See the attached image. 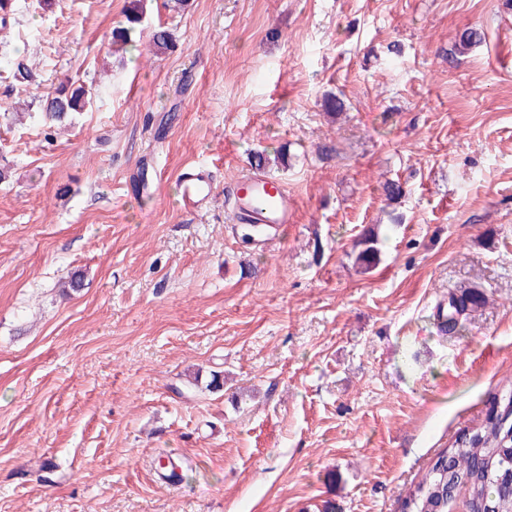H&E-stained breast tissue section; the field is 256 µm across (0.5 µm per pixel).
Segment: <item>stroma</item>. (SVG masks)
<instances>
[{
  "mask_svg": "<svg viewBox=\"0 0 512 512\" xmlns=\"http://www.w3.org/2000/svg\"><path fill=\"white\" fill-rule=\"evenodd\" d=\"M124 5L0 27V512H400L512 395V0H151L173 48L119 56ZM258 151L278 233L225 199ZM89 92L82 86L72 88L71 84L61 83L54 94L44 102V111L58 122L70 112H81L90 104ZM181 201L197 206L212 194V183L206 167L199 166L182 173L178 183Z\"/></svg>",
  "mask_w": 512,
  "mask_h": 512,
  "instance_id": "stroma-1",
  "label": "stroma"
}]
</instances>
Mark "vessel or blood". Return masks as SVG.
Listing matches in <instances>:
<instances>
[{
  "label": "vessel or blood",
  "mask_w": 512,
  "mask_h": 512,
  "mask_svg": "<svg viewBox=\"0 0 512 512\" xmlns=\"http://www.w3.org/2000/svg\"><path fill=\"white\" fill-rule=\"evenodd\" d=\"M178 190L182 202L190 206L208 199L212 183L207 168L199 166L182 173ZM233 194L238 218L243 223L282 226L293 219L295 203L276 178L241 176L234 183Z\"/></svg>",
  "instance_id": "1"
}]
</instances>
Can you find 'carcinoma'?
Instances as JSON below:
<instances>
[{
    "instance_id": "carcinoma-1",
    "label": "carcinoma",
    "mask_w": 512,
    "mask_h": 512,
    "mask_svg": "<svg viewBox=\"0 0 512 512\" xmlns=\"http://www.w3.org/2000/svg\"><path fill=\"white\" fill-rule=\"evenodd\" d=\"M147 0H126V25L112 31V50L135 46L147 14ZM153 48L165 52L172 46L168 29L159 25L150 34ZM90 104L85 88L62 83L44 102V111L61 122L70 112H81ZM377 249L365 241L356 257L364 268L374 266ZM464 512H512V444H501L493 419L470 437H459L437 454L424 478L409 492L403 512H454L457 504Z\"/></svg>"
}]
</instances>
